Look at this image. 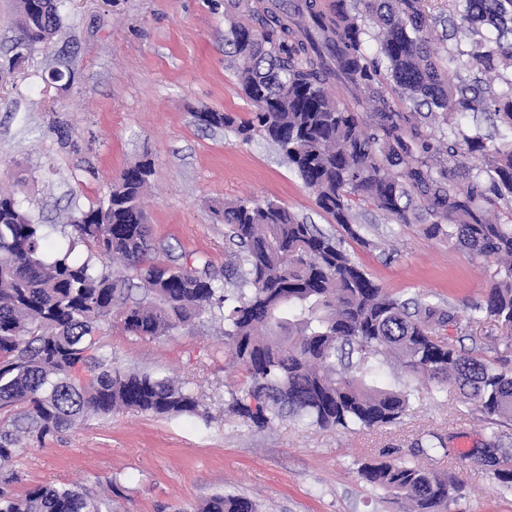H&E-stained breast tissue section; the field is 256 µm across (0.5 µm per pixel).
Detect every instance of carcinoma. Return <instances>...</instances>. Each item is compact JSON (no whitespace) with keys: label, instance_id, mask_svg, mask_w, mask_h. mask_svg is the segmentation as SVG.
Here are the masks:
<instances>
[{"label":"carcinoma","instance_id":"obj_1","mask_svg":"<svg viewBox=\"0 0 512 512\" xmlns=\"http://www.w3.org/2000/svg\"><path fill=\"white\" fill-rule=\"evenodd\" d=\"M429 2L224 0V41L255 111L240 122L228 112L197 120L277 146L340 237L275 201L247 199L214 209L237 246L224 273L203 257L195 265L165 259L141 206L152 174L143 162L74 225L90 255L71 258V245L47 259L32 215L0 192V410L23 406L0 423V512H102L95 495L78 489L4 491L16 480L20 434L42 444L89 412L122 407L160 417L199 411L196 395L172 380L120 371L107 350L87 354L86 337L110 320L151 338L218 322L247 379L229 407L258 430L291 415L324 430L382 428L407 414L419 388L452 391L484 414L489 427L476 455L512 488L494 427L512 419V370L439 337L456 322L450 307L388 293L343 246L346 236L367 243L353 213L360 201L472 262L494 257L472 320L491 316L512 328V217L489 218L501 206L512 213V0H447L438 16ZM18 8L21 41L44 43L60 26L57 0H36L33 12L18 0ZM449 40L443 54L433 47ZM335 84L349 104L331 95ZM479 113L494 132L478 123L463 130L458 118ZM465 158L475 173L460 181ZM97 256L122 260L142 292ZM393 361L417 385H384L382 368ZM416 445L412 458L363 463L357 474L411 512H446L461 485L416 457H452L449 438L429 431ZM201 512L257 510L217 494Z\"/></svg>","mask_w":512,"mask_h":512}]
</instances>
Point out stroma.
<instances>
[{
  "label": "stroma",
  "mask_w": 512,
  "mask_h": 512,
  "mask_svg": "<svg viewBox=\"0 0 512 512\" xmlns=\"http://www.w3.org/2000/svg\"><path fill=\"white\" fill-rule=\"evenodd\" d=\"M59 13V31L13 65L17 0H0V188L41 224L46 256L67 246L87 256L72 219L105 201L113 180L145 159L153 167L143 199L153 238L177 262L202 255L219 272L231 261L236 247L212 212L227 201L268 198L339 234L272 143L258 136L244 143L196 119L209 110L245 120L254 110L224 43V0H59ZM57 69L65 78L54 83ZM354 213L362 238L345 247L376 283L404 299L452 307L454 343L468 349L472 337H495L488 357L512 369V334L491 318L469 321L494 258L470 261L364 203ZM87 343L111 350L115 367L191 389L200 411L160 418L123 408L87 415L42 444L23 438L13 494L38 485L83 488L112 512H196L225 491L258 512H400L356 469L390 448L410 455L418 435L434 431L452 435V447L465 452L431 463L462 483L448 512H512V489L469 457L487 427L474 404L425 393L400 422L373 431H326L292 418L257 430L228 408L244 374L218 324L152 339L105 322Z\"/></svg>",
  "instance_id": "1"
}]
</instances>
